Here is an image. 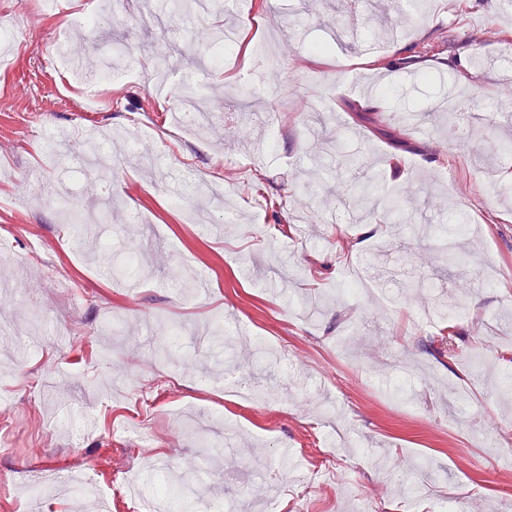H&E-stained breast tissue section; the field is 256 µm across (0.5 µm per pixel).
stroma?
<instances>
[{"mask_svg":"<svg viewBox=\"0 0 512 512\" xmlns=\"http://www.w3.org/2000/svg\"><path fill=\"white\" fill-rule=\"evenodd\" d=\"M25 0H0V316L28 320L17 355L0 359V512H16L30 480L81 469L107 472L98 498L109 512H134L121 491L155 496L158 479L194 495L264 512H447L455 501L481 512H512V468L474 440L493 426L512 455V11L504 0H391L360 6L349 28L340 0H235L229 7L169 18V0H40L29 25H13ZM100 25L54 42L67 16ZM481 38L471 41L473 31ZM286 34L292 69L255 55ZM173 47V95L141 81L107 82L88 99L59 59L101 70L106 46L128 47L129 67H150L158 40ZM330 44L323 56L311 44ZM482 70L471 67L473 58ZM210 122L169 140L175 95L197 65ZM384 94L358 98L354 78ZM481 89L479 137L443 138L437 106L453 85ZM427 108L424 126L401 119ZM107 133L125 158L108 183L55 145L57 128ZM273 131L252 153L253 127ZM230 135L216 139L215 130ZM362 157L358 171L316 155L323 138ZM222 184L201 204L194 184ZM27 183L19 193V183ZM467 195H459L460 185ZM377 189L401 200L407 217L359 220L353 195ZM99 221L83 226L111 250L90 252L61 208ZM445 201L437 209L436 201ZM476 225L464 234L459 224ZM447 233L464 261L433 246ZM135 245L133 280L116 274ZM373 273L390 302L340 289L346 268ZM208 288L196 294L197 280ZM179 322L175 346L158 348L157 327ZM268 359L246 355L256 338ZM424 379L389 392L399 365ZM257 395L225 391V369ZM473 406L456 404L460 386ZM207 426L212 447L199 445ZM289 448L294 468L281 470ZM327 455L325 472L307 455ZM423 464L418 490L386 474Z\"/></svg>","mask_w":512,"mask_h":512,"instance_id":"stroma-1","label":"stroma"}]
</instances>
